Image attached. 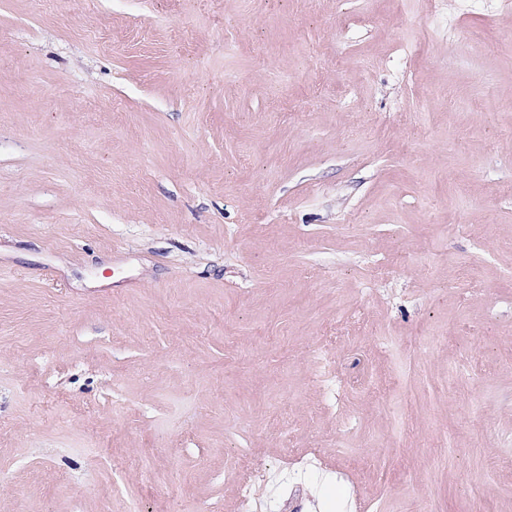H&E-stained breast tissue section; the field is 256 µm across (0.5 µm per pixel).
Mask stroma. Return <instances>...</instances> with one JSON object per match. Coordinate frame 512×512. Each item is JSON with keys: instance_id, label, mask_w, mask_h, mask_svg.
<instances>
[{"instance_id": "obj_1", "label": "stroma", "mask_w": 512, "mask_h": 512, "mask_svg": "<svg viewBox=\"0 0 512 512\" xmlns=\"http://www.w3.org/2000/svg\"><path fill=\"white\" fill-rule=\"evenodd\" d=\"M237 448L512 512L503 0H0V512H237Z\"/></svg>"}]
</instances>
